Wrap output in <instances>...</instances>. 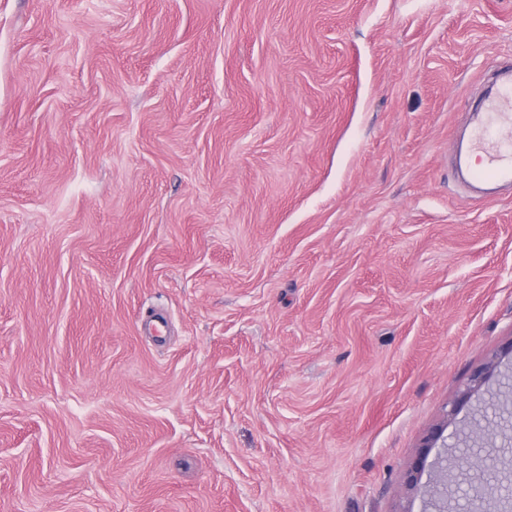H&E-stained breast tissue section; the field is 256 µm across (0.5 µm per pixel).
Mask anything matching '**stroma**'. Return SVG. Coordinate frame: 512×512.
Segmentation results:
<instances>
[{
  "label": "stroma",
  "instance_id": "1",
  "mask_svg": "<svg viewBox=\"0 0 512 512\" xmlns=\"http://www.w3.org/2000/svg\"><path fill=\"white\" fill-rule=\"evenodd\" d=\"M511 61L512 0H0V512H426L512 377ZM502 74L505 81L490 90L482 112L472 115L469 123L472 131L468 177L474 185L512 184V136L502 134L504 128L512 130L511 71L506 69ZM477 152L484 154L481 165L471 160V153ZM443 426L438 425L430 430L424 437L414 462L405 474V483L411 489L419 491L424 495L432 494L430 503L436 511H447V500L449 492L447 467L442 464L443 461L428 463L429 455L433 448H447L448 445L441 444L437 446L438 441L442 439ZM428 472V480L421 485L422 475ZM432 487V489H429ZM434 497V501L432 500Z\"/></svg>",
  "mask_w": 512,
  "mask_h": 512
}]
</instances>
